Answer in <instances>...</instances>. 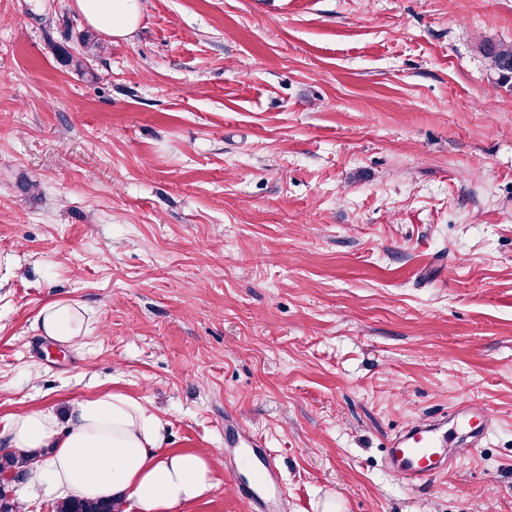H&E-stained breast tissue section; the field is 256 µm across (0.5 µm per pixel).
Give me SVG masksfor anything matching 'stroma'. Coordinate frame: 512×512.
I'll list each match as a JSON object with an SVG mask.
<instances>
[{
    "label": "stroma",
    "mask_w": 512,
    "mask_h": 512,
    "mask_svg": "<svg viewBox=\"0 0 512 512\" xmlns=\"http://www.w3.org/2000/svg\"><path fill=\"white\" fill-rule=\"evenodd\" d=\"M102 40L76 0H0V434L112 390L207 451L186 512H512V0H145ZM88 331L59 348L51 302ZM483 405L417 486L408 425ZM487 56L493 72L501 83L512 81V45L498 44L488 49ZM82 307L71 302H51L40 312L36 327L55 343L77 345L85 334ZM265 445L261 439L250 443V448H242L241 460L258 471L259 477L253 483V487H240L245 496L253 500L257 508L263 510L269 505L268 495L259 490V485L270 490L271 483L277 474L274 456L263 448ZM240 460V461H241Z\"/></svg>",
    "instance_id": "1"
}]
</instances>
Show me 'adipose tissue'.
Returning <instances> with one entry per match:
<instances>
[{"label":"adipose tissue","instance_id":"obj_1","mask_svg":"<svg viewBox=\"0 0 512 512\" xmlns=\"http://www.w3.org/2000/svg\"><path fill=\"white\" fill-rule=\"evenodd\" d=\"M89 24L112 38L137 28L144 0H77ZM37 327L73 346L85 333L82 308L51 302ZM164 426L141 400L105 391L75 401L65 415L44 406L13 416L5 448L30 460L32 481L81 499L133 502L138 512H183L214 486L206 452L164 449Z\"/></svg>","mask_w":512,"mask_h":512}]
</instances>
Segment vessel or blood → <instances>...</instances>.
Returning <instances> with one entry per match:
<instances>
[{
	"instance_id": "b4317fda",
	"label": "vessel or blood",
	"mask_w": 512,
	"mask_h": 512,
	"mask_svg": "<svg viewBox=\"0 0 512 512\" xmlns=\"http://www.w3.org/2000/svg\"><path fill=\"white\" fill-rule=\"evenodd\" d=\"M487 417L482 406L465 403L453 417L442 416L411 424L392 439L387 470L410 485L447 473L454 463L447 448L456 437V424ZM241 459L259 474L256 486L244 488L243 493L263 512L269 504L266 489L277 474L274 457L266 451L263 441L257 440L242 450Z\"/></svg>"
}]
</instances>
